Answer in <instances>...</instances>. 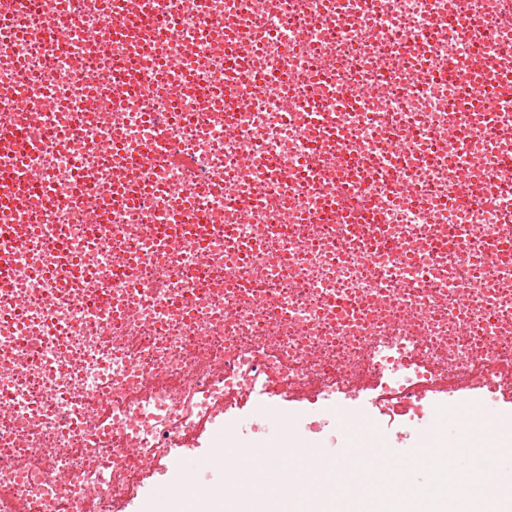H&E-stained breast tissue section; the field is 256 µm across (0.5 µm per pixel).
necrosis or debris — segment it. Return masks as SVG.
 <instances>
[{
    "label": "necrosis or debris",
    "instance_id": "4bbe7bcc",
    "mask_svg": "<svg viewBox=\"0 0 512 512\" xmlns=\"http://www.w3.org/2000/svg\"><path fill=\"white\" fill-rule=\"evenodd\" d=\"M5 126L0 512H125L214 398L512 409V0H24ZM9 140L8 146L0 149V185L26 190L29 184L35 182V175L23 172L17 166L16 159L21 153L20 135L14 133Z\"/></svg>",
    "mask_w": 512,
    "mask_h": 512
}]
</instances>
